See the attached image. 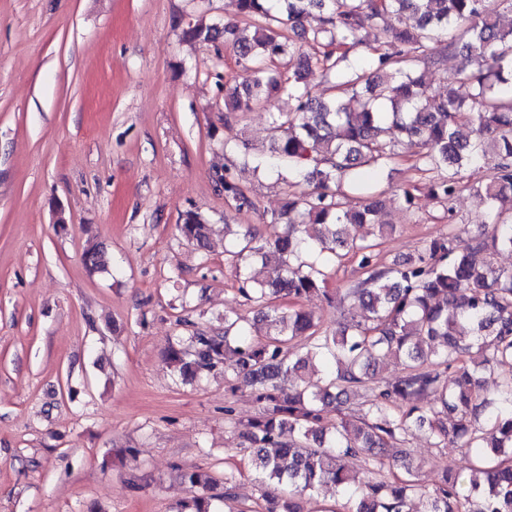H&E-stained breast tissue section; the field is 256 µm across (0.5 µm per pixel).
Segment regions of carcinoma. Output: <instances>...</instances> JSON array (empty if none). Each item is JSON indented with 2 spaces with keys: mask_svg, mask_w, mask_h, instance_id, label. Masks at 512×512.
I'll use <instances>...</instances> for the list:
<instances>
[{
  "mask_svg": "<svg viewBox=\"0 0 512 512\" xmlns=\"http://www.w3.org/2000/svg\"><path fill=\"white\" fill-rule=\"evenodd\" d=\"M239 15L253 20L248 35L233 22L223 28L197 25L188 35L224 39L244 73L224 95L227 112H246L278 90H288L292 107L274 112L269 155L244 159L291 177L309 189L288 196L265 215L267 236L248 230L235 249L224 250L239 291L259 307L270 329L263 341L250 334L244 316L224 317V331L192 328L172 346L168 364L183 379L226 365L233 357L237 384L249 387L258 415L231 421L250 451L263 486L262 512H302L300 500L331 486L343 497L341 512H410L413 497L426 512H512V378L485 388V375L512 362V268L491 256L512 251V27L498 22V8L512 0H235ZM316 12L321 26L299 52L295 35ZM412 25L394 28L388 48H373L362 63L350 53L363 43L365 21L403 16ZM462 58L453 81L469 87L433 92L424 71L448 54ZM298 55L285 78L268 66ZM318 65L336 77L335 93L316 97L305 74ZM421 160L438 177L426 185L439 202L463 188V172L492 160L487 181L475 193L492 219V231L466 247L455 228L428 241L417 257L379 264L374 240L388 232L377 224L379 199L365 174L391 170L399 149ZM217 190L239 210L255 203L230 170L214 174ZM178 233L210 251L208 224L188 210ZM358 259L362 277L348 288H328L326 264L347 255ZM91 270L107 266L100 248L86 251ZM316 295L336 305L359 301L363 313L336 331L319 329L303 299ZM400 365L395 378L377 375L380 360ZM324 368L314 387L307 372ZM295 375L285 389L279 380ZM336 412L328 425L324 415ZM428 430L440 445L454 443L473 463L468 487L445 469L432 488L416 480L413 464L404 474L384 471V450ZM191 496L179 512H218L208 493L212 476L186 473Z\"/></svg>",
  "mask_w": 512,
  "mask_h": 512,
  "instance_id": "obj_1",
  "label": "carcinoma"
}]
</instances>
